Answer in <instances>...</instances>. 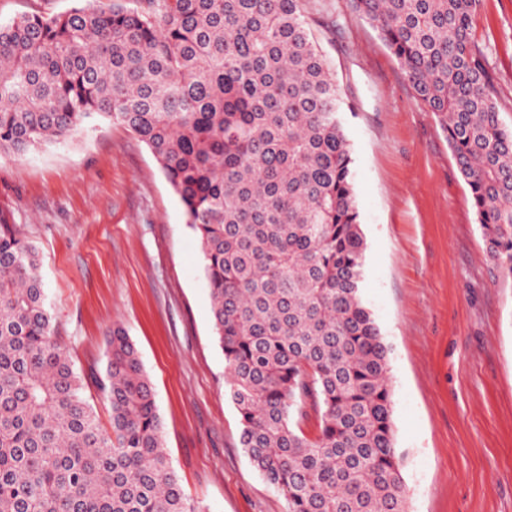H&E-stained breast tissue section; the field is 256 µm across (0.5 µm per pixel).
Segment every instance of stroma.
<instances>
[{"instance_id":"1","label":"stroma","mask_w":512,"mask_h":512,"mask_svg":"<svg viewBox=\"0 0 512 512\" xmlns=\"http://www.w3.org/2000/svg\"><path fill=\"white\" fill-rule=\"evenodd\" d=\"M349 105L367 250L363 298L388 347L409 512H512V277L482 239L446 132L351 0H304ZM471 38L512 128V0H479ZM0 209L39 251L53 327L109 426L95 379L122 327L165 448L203 512H286L240 445L197 238L147 146L119 124L0 156Z\"/></svg>"}]
</instances>
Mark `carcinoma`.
Segmentation results:
<instances>
[{"label":"carcinoma","mask_w":512,"mask_h":512,"mask_svg":"<svg viewBox=\"0 0 512 512\" xmlns=\"http://www.w3.org/2000/svg\"><path fill=\"white\" fill-rule=\"evenodd\" d=\"M352 4L439 119L511 277L512 130L471 39L477 0ZM341 112L303 0H108L0 24L1 155L95 120L159 163L200 243L241 448L288 512H408ZM98 384L110 436L54 336L39 255L1 210L0 512H203L121 328Z\"/></svg>","instance_id":"cac0c4a2"}]
</instances>
